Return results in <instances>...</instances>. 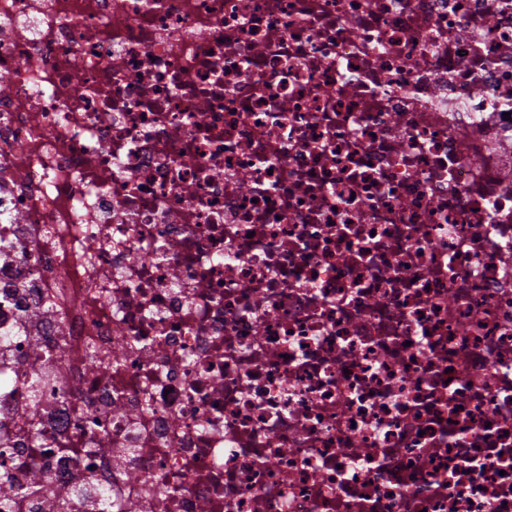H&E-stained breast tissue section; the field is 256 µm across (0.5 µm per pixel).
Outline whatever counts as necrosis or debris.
<instances>
[{
	"label": "necrosis or debris",
	"mask_w": 512,
	"mask_h": 512,
	"mask_svg": "<svg viewBox=\"0 0 512 512\" xmlns=\"http://www.w3.org/2000/svg\"><path fill=\"white\" fill-rule=\"evenodd\" d=\"M0 73V512H512V0H0Z\"/></svg>",
	"instance_id": "obj_1"
}]
</instances>
